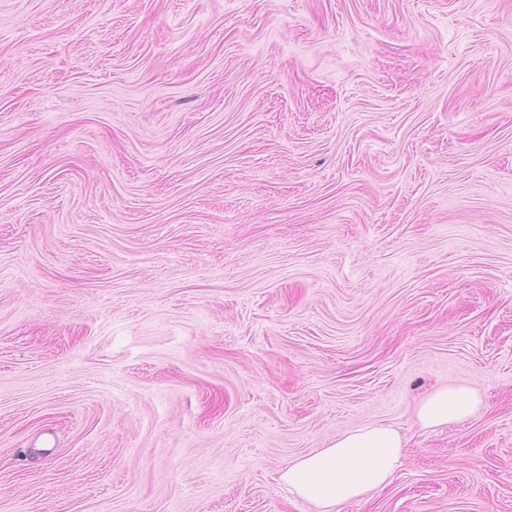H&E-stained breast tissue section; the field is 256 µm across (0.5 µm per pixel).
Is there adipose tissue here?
<instances>
[{
  "label": "adipose tissue",
  "mask_w": 512,
  "mask_h": 512,
  "mask_svg": "<svg viewBox=\"0 0 512 512\" xmlns=\"http://www.w3.org/2000/svg\"><path fill=\"white\" fill-rule=\"evenodd\" d=\"M479 404L477 395L467 389L441 387L422 400L417 417L423 428L436 429L467 421ZM402 448L403 439L393 427L361 426L296 460L281 473L280 482L318 512H335L337 504L389 485Z\"/></svg>",
  "instance_id": "obj_1"
}]
</instances>
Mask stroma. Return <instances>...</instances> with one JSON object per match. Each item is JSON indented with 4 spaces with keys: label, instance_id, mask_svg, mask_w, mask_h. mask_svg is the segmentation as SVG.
Wrapping results in <instances>:
<instances>
[{
    "label": "stroma",
    "instance_id": "1",
    "mask_svg": "<svg viewBox=\"0 0 512 512\" xmlns=\"http://www.w3.org/2000/svg\"><path fill=\"white\" fill-rule=\"evenodd\" d=\"M370 424L339 512H512V0H0V512H317ZM480 405L473 392L456 386L441 387L422 400L417 417L425 429L467 421ZM403 439L390 426L365 425L336 437L280 474L288 492L313 503L319 512L362 499L389 485L402 456Z\"/></svg>",
    "mask_w": 512,
    "mask_h": 512
}]
</instances>
